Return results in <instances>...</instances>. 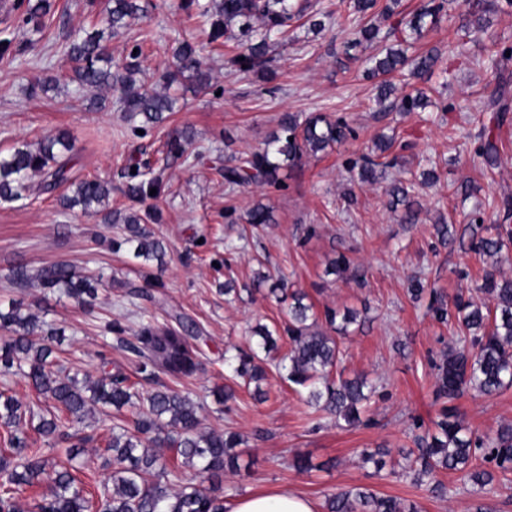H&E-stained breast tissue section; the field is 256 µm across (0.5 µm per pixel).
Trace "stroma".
Returning a JSON list of instances; mask_svg holds the SVG:
<instances>
[{
  "instance_id": "stroma-1",
  "label": "stroma",
  "mask_w": 512,
  "mask_h": 512,
  "mask_svg": "<svg viewBox=\"0 0 512 512\" xmlns=\"http://www.w3.org/2000/svg\"><path fill=\"white\" fill-rule=\"evenodd\" d=\"M9 2V11L0 13V39L26 49L13 58L0 57V151L68 131L75 143L72 178L107 181L109 205L119 209L141 207L126 194L130 167L139 163L162 174L165 193L156 201L162 218L150 229L163 240L166 256L164 266H145L126 250L113 249L111 241L120 234L116 225L63 208L55 193L0 201V304L20 302L63 329L59 360L68 371L98 379L120 370L143 394L165 386L180 390L200 406L206 427L237 432L243 440L241 471L224 474L225 501L291 489L320 507L329 494L363 485L417 504L419 512H474L478 505L486 512H512V471L497 474L491 489L483 491L444 474L448 492L435 497L409 479L376 474L373 465L361 461L363 453L380 448L395 454L412 447L419 427H430L445 406L477 434L512 424V388L492 396L471 392L449 402L437 398L433 365L454 345L455 329L432 321L425 302H413L408 293L417 278L454 295L475 287L490 265L467 242L443 247L433 226L443 217L463 232L478 201L512 197V124L500 131L506 156L500 168L486 173L474 154L478 102L499 77H512V58L499 60L494 69L486 62L492 44L512 47V7L490 14L482 31L471 32L462 27L467 0H450L422 34L403 30L411 54L452 46L460 57L448 62L447 74L422 82L429 106L385 112L375 102V80L365 73L381 47L347 49L351 34L331 15L335 9L349 12L339 0H302L324 28L317 32L292 23L271 51L274 76L268 81L225 69L224 55L233 44L209 43V26L198 9L184 10L182 0H149L146 18L131 21L123 34L108 39L113 58L138 52L139 78L150 85L170 61L172 47L187 40L201 46L210 85L201 90L188 81L176 87L174 112L162 126L140 135L121 110L119 89L94 92L70 79L73 64L64 51L69 37L102 28L111 0H50L51 11L38 32L24 24L20 0ZM48 77L57 79V88L29 96L30 85ZM283 112L337 114L346 117L356 136L284 170L281 187L227 188L225 165L238 153L263 147ZM180 130L192 133L196 151L164 167L163 145ZM379 134L403 144V163L377 183H358L346 163L371 148ZM426 169L434 170L438 180L419 191L417 223H402L388 207L389 181L415 178ZM259 203L270 207L274 221L256 231L246 218ZM340 253L362 271L361 279L326 274L329 260ZM62 261L102 277L104 285L91 304L36 286L19 288L9 280L15 265L34 271ZM261 270L283 272L308 293L317 311L351 308L365 314L364 326L351 327L340 345L345 376L366 375L377 387L358 427L337 425L334 416L309 407L278 374H270L269 398L259 403L251 387L225 371V348L247 346L251 327L287 317V304L253 289L252 279ZM151 276L162 282L153 299L129 296L130 288L145 287ZM230 277L242 288L241 296L225 295ZM144 315L161 324L179 315L193 324L192 342L199 351L193 376L139 373L136 356L105 328L117 321L133 331ZM225 386L235 397L222 406L214 392ZM131 418L126 411L92 419L85 456L93 466L80 474L85 491L108 474L97 459L113 424ZM299 454L309 458V470L294 468Z\"/></svg>"
}]
</instances>
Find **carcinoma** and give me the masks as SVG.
I'll use <instances>...</instances> for the list:
<instances>
[{
  "label": "carcinoma",
  "instance_id": "1",
  "mask_svg": "<svg viewBox=\"0 0 512 512\" xmlns=\"http://www.w3.org/2000/svg\"><path fill=\"white\" fill-rule=\"evenodd\" d=\"M378 0H353V12L344 17L343 25L354 35V43H374L393 39L404 25L419 31L425 19L435 18L445 9V0H430L414 17L382 30L381 21L389 20L395 11L387 4L377 14ZM149 4L141 0H112L104 19L109 32L94 30L76 34L65 46L67 56L75 63L72 80L82 87L103 89L120 85L124 111L132 118L142 117L146 125H158L174 111L178 98L167 93L178 80L187 77L199 88L209 85V74L202 69L199 50L182 42L173 54V69L162 71L155 81L161 90L138 82L140 68L137 55L125 61H113L104 44L105 36L123 33L132 19L147 16ZM496 0H468L466 27L481 30L487 16L496 12ZM202 14L209 18L210 38L218 41L234 36L239 26L235 51L224 58L225 67L244 74L264 72L269 64L268 50L298 15L294 0H211ZM442 53L433 48L410 59L403 43L395 40L385 54L370 59L372 71L388 75L412 65L413 74L428 79L441 61ZM478 109L490 113L489 123H481L475 155L483 168L492 171L503 162V151L494 131L504 125L512 111L509 81L501 79L496 88L479 100ZM278 130L260 151L244 152L234 157V164L223 170L224 184L229 188L251 184L278 186L283 167L294 169L307 155L315 156L336 144L355 137L353 128L343 117L336 119L312 112L300 118L293 112L279 116ZM194 138L186 131L175 133L166 144V158L180 159L193 146ZM395 141L379 139L358 160L349 161L350 170H358L363 183H375L386 176V169L398 165L401 156L393 152ZM74 144L66 131L45 136L36 145H18L0 155V198L13 201L30 192H53L62 186L72 193L60 196L66 209L77 206L85 212L103 213V222L117 224L122 232L117 247L127 246L134 258L144 262H162L166 247L153 237L147 223L156 213L133 209H106L111 187L102 180L74 181L70 176ZM40 175L32 185L30 179ZM161 192L158 177L143 178L136 173L127 183V195L135 200L152 198L150 189ZM391 210H402L401 221H417L420 202L416 184L394 180L387 189ZM483 225H471L470 250L481 257L502 258L505 241L512 240V230L494 225L495 234L484 236ZM330 273L347 279L361 277L346 255L340 254L330 263ZM19 286L37 285L49 290H62L80 302L94 299L101 280L82 275L65 262L42 267L35 273L18 264L10 273ZM276 290L289 299L288 321L281 326H261L255 330V346L243 349L232 346L225 351L224 367L255 384L254 398L267 399L261 382L267 377L266 364L271 361L285 378L303 388L307 402L344 421L349 426L361 422L359 406L376 393L367 379L356 375L333 376L340 362L336 336L348 335L349 325L357 321L353 310L339 312L332 308L319 317L308 296L300 289L286 288L284 278L276 279ZM455 312L456 329L461 333L455 345L435 364L436 397L455 399L467 391L497 393L512 386V278L487 270L481 283L471 290H459L451 299L431 290L427 314L440 323H448ZM177 325H159L151 318L141 319L133 340L126 348L135 354L138 370L145 373L158 369L172 377L192 376L198 366L196 347L189 340L192 326L181 318ZM0 373L21 374L36 393L53 402V409L34 413L22 408L20 401L4 389L0 391V427L6 429L8 452L0 455V512H19L17 500L25 493L39 490L33 512H226L221 478L225 472L240 470V454L236 448L242 439L233 432L218 433L204 426L200 407L169 387L158 389L143 398L134 384L121 371L95 381L79 379L53 359V348L33 340L35 336L53 339L61 329L42 320L38 314L13 303L0 309ZM288 349L280 359L271 353L279 345ZM137 409L132 427L112 426L106 440L103 466L111 469L97 493L87 495L79 486L71 465L84 454L89 437L84 433L86 419L95 411L121 413ZM38 420L35 430L55 443L66 444L65 455L70 465L51 462L40 448L29 446L28 425ZM417 447L400 451L402 472L416 485H424L432 494L443 497L447 486L438 478L444 471L461 475L472 485L483 489L494 481L493 472L476 465L489 463L496 468L512 470V425H504L494 433L477 436L467 430L458 415L444 407L432 427L417 437ZM169 448L174 459L191 471L177 477L179 485L165 480L169 473L161 462L160 448ZM326 512H418L416 504L405 505L393 497L380 496L373 490L354 486L327 497Z\"/></svg>",
  "mask_w": 512,
  "mask_h": 512
}]
</instances>
